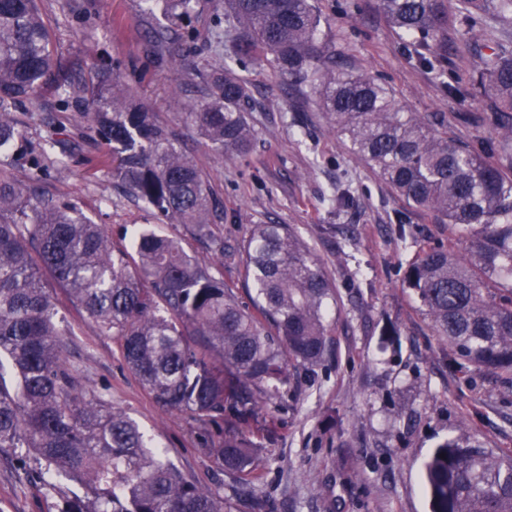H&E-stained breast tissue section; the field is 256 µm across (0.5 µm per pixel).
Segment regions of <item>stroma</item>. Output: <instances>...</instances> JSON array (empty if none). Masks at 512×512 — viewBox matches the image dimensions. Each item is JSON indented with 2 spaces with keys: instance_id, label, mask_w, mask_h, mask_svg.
<instances>
[{
  "instance_id": "35a3bbf8",
  "label": "stroma",
  "mask_w": 512,
  "mask_h": 512,
  "mask_svg": "<svg viewBox=\"0 0 512 512\" xmlns=\"http://www.w3.org/2000/svg\"><path fill=\"white\" fill-rule=\"evenodd\" d=\"M313 4L337 69L377 78L406 109L445 118L449 132L472 147L488 138L487 98L458 97L445 88L470 83L479 63L477 56L453 50L456 21L448 23L450 48L436 72L418 62L412 39L387 23L378 0ZM39 5L71 81L87 78L95 64H119L126 84L207 174L222 205L212 236L234 245L251 225H289L335 287L330 356L313 374L299 376L252 426L267 450L252 493L242 494L235 478L205 452L208 425L161 408L127 368L117 339L100 334L45 270L42 280L66 331L65 356L82 387L125 411L187 478L223 489L233 512H429L423 465L440 443L465 434L512 455V388L486 371H458L404 285L408 264L422 246L450 239L465 245L463 232L434 213L410 208L351 155L329 131L318 94H297L267 60L241 67L233 48L225 47V67L240 72L250 88L247 112L256 135L247 153L221 155L198 136L188 115L190 105L205 99L193 70L209 56L206 35L219 0H197L178 18L147 10L143 0ZM87 10L96 16L89 26L81 20ZM161 27L174 35L199 32L185 48L183 67L159 68L147 57V42ZM75 110L51 93L17 109L27 139L44 137L51 120L76 146L67 167L46 178L44 191L70 200L103 225L112 252L129 249L132 234L150 228L180 239L190 255L207 257V240L186 225L157 220L125 197L111 166L89 174L84 158L101 152L75 130ZM336 186L351 188L354 205L334 215L328 196ZM402 223L410 227L408 236L399 234ZM20 454L17 448L0 450V512H47L52 497L33 468L22 466Z\"/></svg>"
}]
</instances>
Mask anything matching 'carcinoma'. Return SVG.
I'll use <instances>...</instances> for the list:
<instances>
[{
    "instance_id": "obj_1",
    "label": "carcinoma",
    "mask_w": 512,
    "mask_h": 512,
    "mask_svg": "<svg viewBox=\"0 0 512 512\" xmlns=\"http://www.w3.org/2000/svg\"><path fill=\"white\" fill-rule=\"evenodd\" d=\"M393 27L415 39L426 62L441 57L448 0H379ZM460 54L480 59L474 87L491 99V137L477 151L448 134L443 119L409 112L374 78L336 71L323 60L320 18L311 0H224V20L209 35L210 62L195 70L207 101L189 113L220 153H245L255 134L245 104L250 89L224 67V35L241 63L271 56L295 89L308 84L325 118L351 153L376 171L412 208L464 226L469 246L436 242L409 264L405 285L460 371L493 372L512 384V40L478 52V34L512 26V0H455ZM196 39L155 31L151 51L182 64ZM52 89L79 103L82 135L112 153V179L156 218L188 224L210 241L207 259L152 230L115 256L108 235L69 200L40 191L49 167L70 157L49 128L21 156L31 173L22 188L0 178V449L26 458L61 482L44 485L56 512H232L224 495L189 480L163 459L127 414L78 385L62 357L66 335L41 283L36 253L104 335L120 339L124 361L164 409L187 412L216 428L206 449L245 492L258 477L263 446L251 423L291 386L322 364L330 345L332 285L303 241L285 224H254L239 251L224 250L210 225L219 202L194 160L136 98L117 66L94 71L88 85L68 81L37 0H0V148L23 133L19 104ZM239 257L255 296L240 304L214 269ZM432 512H512V457L465 435L435 448L425 463Z\"/></svg>"
}]
</instances>
